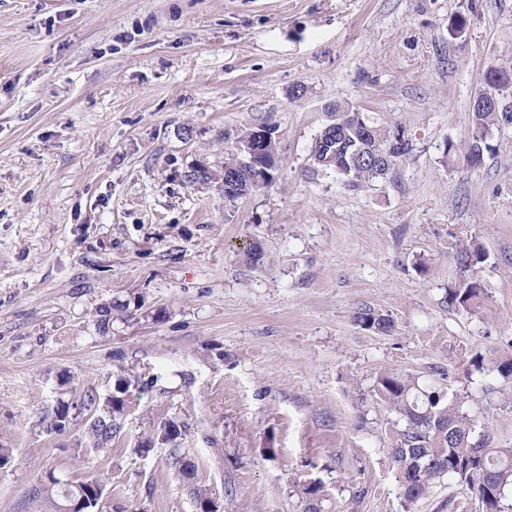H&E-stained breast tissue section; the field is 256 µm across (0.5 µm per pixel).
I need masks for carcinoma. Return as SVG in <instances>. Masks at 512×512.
Segmentation results:
<instances>
[{
	"label": "carcinoma",
	"instance_id": "obj_1",
	"mask_svg": "<svg viewBox=\"0 0 512 512\" xmlns=\"http://www.w3.org/2000/svg\"><path fill=\"white\" fill-rule=\"evenodd\" d=\"M512 126V111L472 107V130L469 139L457 144L448 142L446 158L470 168L482 165L484 153L494 150L489 135ZM409 152V140L400 127L381 126L367 118L338 127L336 164L329 168L346 178L355 188L385 175ZM459 266L468 276L448 289V307L471 310L483 292L475 267L483 262L478 247L459 243L454 246ZM361 328L387 335L395 328L392 318L371 308L359 307L353 313ZM132 369L117 375L114 391L102 394L87 386L78 401L56 400L43 417L47 431L64 432L72 423L84 422L86 450L110 452L121 447V420L129 411L127 396ZM375 394L387 409L397 415L390 428L388 455L406 504L413 505L427 496L435 480L454 477L466 486L468 499L478 502L482 512H512L505 504L506 490L512 487V448H491L488 440L474 438L475 420L461 409L455 398L410 374L383 371L375 379ZM188 427L170 419L153 426L152 433L139 443L137 451L149 454L155 445L179 447ZM178 472L193 481L192 494L197 512H208L213 497L209 490L194 483L195 464L183 457L176 459ZM102 478L89 475L79 481L62 480L50 472L47 482L33 490V497L44 501L48 512H94L103 494ZM301 494L308 502V512H321L324 487L319 482L303 486Z\"/></svg>",
	"mask_w": 512,
	"mask_h": 512
}]
</instances>
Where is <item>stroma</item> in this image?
<instances>
[{
	"label": "stroma",
	"mask_w": 512,
	"mask_h": 512,
	"mask_svg": "<svg viewBox=\"0 0 512 512\" xmlns=\"http://www.w3.org/2000/svg\"><path fill=\"white\" fill-rule=\"evenodd\" d=\"M510 60L512 0H0V512H42L50 471L103 477L96 512H196L168 446L136 451L164 418L224 512H305L314 480L325 512H454L451 478L405 510L373 385L421 377L512 447V128L478 168L444 154ZM331 103L403 127L409 153L347 187L312 157ZM259 126L272 180L225 201ZM459 242L485 254L472 311L444 301ZM128 366L155 383L130 388L120 448L40 426L63 379L105 393ZM354 322L361 328L388 335L395 328V323L388 315L375 312L373 309L359 307L353 313Z\"/></svg>",
	"instance_id": "obj_1"
}]
</instances>
